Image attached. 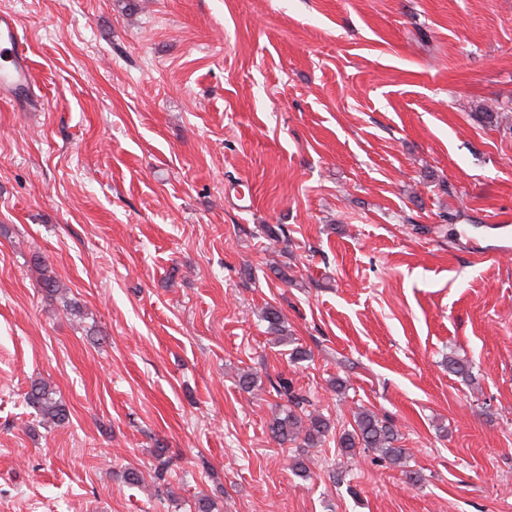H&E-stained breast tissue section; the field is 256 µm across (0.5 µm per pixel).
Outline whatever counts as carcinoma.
I'll use <instances>...</instances> for the list:
<instances>
[{
  "label": "carcinoma",
  "instance_id": "obj_1",
  "mask_svg": "<svg viewBox=\"0 0 512 512\" xmlns=\"http://www.w3.org/2000/svg\"><path fill=\"white\" fill-rule=\"evenodd\" d=\"M33 265L41 271V286L45 293H57L59 282L47 273L44 261L36 256L33 258ZM261 318L268 324V330L277 335L279 340H287L285 320L279 309L268 306L263 309ZM272 387L278 396L286 398V404L279 406L278 413L269 425L272 437L281 444L300 438L304 446L316 447L331 430L330 420L317 411L300 414L307 398L295 392L288 379L281 377ZM25 400L43 422L60 425L68 420L69 410L66 404L56 397L54 388L44 381L32 384ZM353 419L352 429L341 434L337 442L342 452L354 456L359 449L364 448L376 452L379 460L390 466H404L407 451L396 446L398 433L391 422L365 410L353 413Z\"/></svg>",
  "mask_w": 512,
  "mask_h": 512
}]
</instances>
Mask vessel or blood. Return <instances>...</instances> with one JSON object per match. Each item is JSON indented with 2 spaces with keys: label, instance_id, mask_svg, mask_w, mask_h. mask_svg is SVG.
Listing matches in <instances>:
<instances>
[{
  "label": "vessel or blood",
  "instance_id": "1",
  "mask_svg": "<svg viewBox=\"0 0 512 512\" xmlns=\"http://www.w3.org/2000/svg\"><path fill=\"white\" fill-rule=\"evenodd\" d=\"M23 28L16 17L0 16V92L24 101L31 84V66L21 50Z\"/></svg>",
  "mask_w": 512,
  "mask_h": 512
}]
</instances>
